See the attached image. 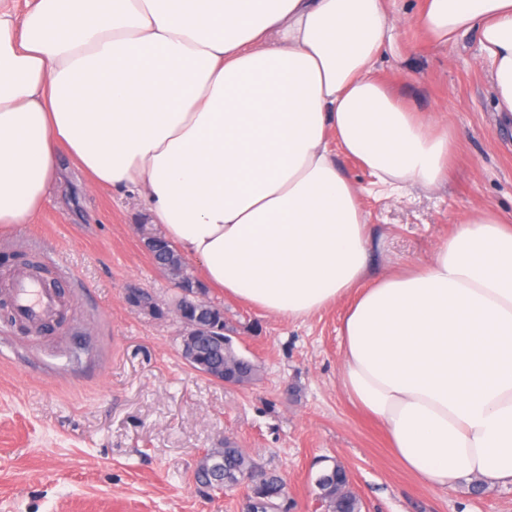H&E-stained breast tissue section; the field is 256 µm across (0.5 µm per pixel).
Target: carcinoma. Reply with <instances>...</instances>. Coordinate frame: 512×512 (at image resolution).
Here are the masks:
<instances>
[{
  "label": "carcinoma",
  "instance_id": "cac0c4a2",
  "mask_svg": "<svg viewBox=\"0 0 512 512\" xmlns=\"http://www.w3.org/2000/svg\"><path fill=\"white\" fill-rule=\"evenodd\" d=\"M153 253L156 262L164 267L175 265L182 277H190L185 259L161 236ZM204 318L213 327L227 329L224 321V308L210 304ZM194 369L204 373L214 367L228 366L242 376L254 380L258 377L260 366L253 360L240 356L231 346V338L224 337V343H201L195 351ZM194 480L200 489H224L244 484L248 488L247 512H288V494L286 482L281 476L267 472L258 466L242 449L224 440V457L212 468H198L194 471ZM317 499L324 512H362L360 497L351 490L349 473L335 464L325 470L316 479Z\"/></svg>",
  "mask_w": 512,
  "mask_h": 512
}]
</instances>
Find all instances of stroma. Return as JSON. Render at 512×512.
Wrapping results in <instances>:
<instances>
[{"mask_svg": "<svg viewBox=\"0 0 512 512\" xmlns=\"http://www.w3.org/2000/svg\"><path fill=\"white\" fill-rule=\"evenodd\" d=\"M423 5L393 0L410 22L376 67L415 111L447 119L454 165L439 187L406 183L389 196L340 158L365 189L375 276L427 258L474 211L512 217V125L493 110L480 35L431 42L411 22ZM63 167L62 188L37 218L0 233V254L32 253L63 280L52 332L23 329L0 310V512H240L245 487L207 498L193 477L200 454L227 438L286 478L290 512H314L315 480L336 463L363 512H512V483L431 487L398 464L384 427L338 383L346 303L293 322L210 289L234 349L261 371L227 387L192 370L179 320L125 301L131 285L164 306L175 293L140 246L134 195L88 190L76 166Z\"/></svg>", "mask_w": 512, "mask_h": 512, "instance_id": "obj_1", "label": "stroma"}]
</instances>
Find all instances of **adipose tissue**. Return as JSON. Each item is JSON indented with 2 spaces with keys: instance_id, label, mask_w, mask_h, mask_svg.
I'll return each mask as SVG.
<instances>
[{
  "instance_id": "1",
  "label": "adipose tissue",
  "mask_w": 512,
  "mask_h": 512,
  "mask_svg": "<svg viewBox=\"0 0 512 512\" xmlns=\"http://www.w3.org/2000/svg\"><path fill=\"white\" fill-rule=\"evenodd\" d=\"M386 0H0V230L32 223L69 158L136 190L205 287L303 321L348 301L339 382L425 484L512 482V221L477 212L370 274L357 161L387 193L448 178L447 127L373 73ZM434 42L478 29L512 117V0H425Z\"/></svg>"
}]
</instances>
